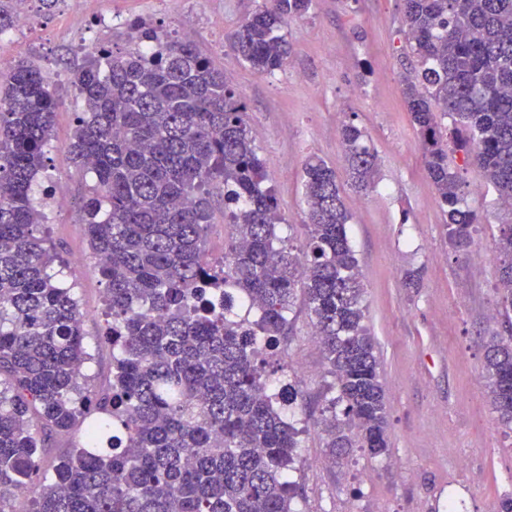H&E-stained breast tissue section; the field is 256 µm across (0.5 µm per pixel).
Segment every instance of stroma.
Here are the masks:
<instances>
[{
    "label": "stroma",
    "instance_id": "obj_1",
    "mask_svg": "<svg viewBox=\"0 0 512 512\" xmlns=\"http://www.w3.org/2000/svg\"><path fill=\"white\" fill-rule=\"evenodd\" d=\"M256 6L257 0H86L83 14L74 16L57 0L51 11L36 9L17 47L0 51L1 65L23 59L40 68L58 99L47 169L35 191L69 201L64 211L45 209V229L65 258H83L73 277L90 355L84 371L95 391H110L112 347L102 337L106 285L80 222L92 178L76 171L67 151L83 109L70 72L83 64L89 45L133 48L131 21L188 29L202 55L245 97L251 135L295 241L307 235L306 157L324 159L346 179L340 129L350 120L365 129L379 159L375 190L348 187L344 197L382 364L389 451L372 459L357 450L343 464L328 465L321 436L308 431L304 463L294 475L302 487L298 512H448L452 505L458 512H496L499 500L512 496V429L498 424L487 396L482 339L504 328L492 250L512 211L499 205L475 161L449 145L464 202L481 219L469 257L450 248L402 95L414 70L401 0H316L309 14L289 23L290 53L272 76L256 73L230 48ZM413 268L420 285L404 287ZM283 346L287 359L305 368L296 415L318 417L331 378L305 306H298Z\"/></svg>",
    "mask_w": 512,
    "mask_h": 512
}]
</instances>
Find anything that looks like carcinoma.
Wrapping results in <instances>:
<instances>
[{
    "mask_svg": "<svg viewBox=\"0 0 512 512\" xmlns=\"http://www.w3.org/2000/svg\"><path fill=\"white\" fill-rule=\"evenodd\" d=\"M314 0H263L232 49L255 72L282 69L284 29ZM415 80L404 101L454 252L468 255L476 213L448 163L438 114L512 201V0H403ZM154 54L93 45L71 83L84 102L67 150L95 176L81 223L106 281L103 338L117 351L97 393L68 267L45 236L32 186L46 168L57 106L25 60L0 79V512H298L292 479L302 398L281 340L302 299L335 396L314 422L333 460L387 454L381 360L367 324L352 215L336 171L303 166L309 232L296 244L250 135L244 96L190 40L135 22ZM349 121L351 184L376 185L378 158ZM224 196V256L206 249L212 189ZM497 305L512 320V222L499 225ZM497 421L512 425V336L483 341ZM83 428L52 471L44 437Z\"/></svg>",
    "mask_w": 512,
    "mask_h": 512,
    "instance_id": "carcinoma-1",
    "label": "carcinoma"
}]
</instances>
